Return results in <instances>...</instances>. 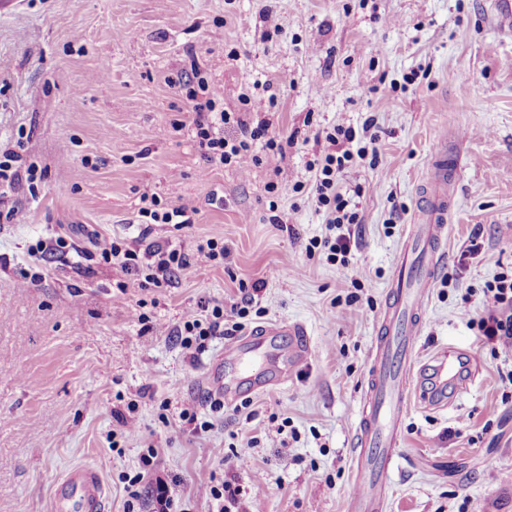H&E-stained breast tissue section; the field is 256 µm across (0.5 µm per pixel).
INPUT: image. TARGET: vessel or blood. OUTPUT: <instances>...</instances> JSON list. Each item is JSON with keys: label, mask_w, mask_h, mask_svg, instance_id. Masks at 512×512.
<instances>
[{"label": "vessel or blood", "mask_w": 512, "mask_h": 512, "mask_svg": "<svg viewBox=\"0 0 512 512\" xmlns=\"http://www.w3.org/2000/svg\"><path fill=\"white\" fill-rule=\"evenodd\" d=\"M454 171L448 164L445 136L436 139L430 174L423 186L421 208L415 217L394 275L393 301L380 319V336L374 346L368 380L362 395V410L354 443L355 488L348 512H382L385 478L401 433V420L409 398H417L428 410H443L466 390L470 370L462 369L458 355L442 348L418 366L406 354L418 338L424 295L444 260L448 234V208L452 202L448 184ZM287 336V369H269L255 374L248 384L217 373L200 387L205 397H218L235 404L248 395L266 390L287 379L309 358L307 330L295 323L288 327L263 326L249 339L251 348H265L269 337ZM55 512H105L104 487L98 471L77 466L56 485Z\"/></svg>", "instance_id": "obj_1"}]
</instances>
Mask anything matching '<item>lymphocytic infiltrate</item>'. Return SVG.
Returning a JSON list of instances; mask_svg holds the SVG:
<instances>
[{
  "instance_id": "f902f5d3",
  "label": "lymphocytic infiltrate",
  "mask_w": 512,
  "mask_h": 512,
  "mask_svg": "<svg viewBox=\"0 0 512 512\" xmlns=\"http://www.w3.org/2000/svg\"><path fill=\"white\" fill-rule=\"evenodd\" d=\"M198 89L204 94V101L192 106L201 157L205 164L235 165L246 169L260 165L262 153H274L280 143L270 130L266 120L254 121L239 112H225L215 107L219 96L216 88L205 82H198ZM326 141L331 150L324 158V164L315 174L311 200L316 207L330 210V227L338 231L335 239L323 240L331 255H347L350 251V238L341 231L342 226L359 221V213L352 197L339 190L340 182L346 177L358 159L367 154L365 147L357 143V133L353 128H334L326 133ZM196 207L182 205L174 208L151 210L150 226L144 227L135 244L121 240L99 243L101 260L128 276L143 277L146 285L155 288L169 287L176 279L179 270L190 261L211 263L222 257L224 250L218 240H207L198 246L195 256H188L172 242H159L151 237L152 224H172L183 226L194 223ZM263 289L262 282L254 281L240 286L241 301L232 306L237 317H246L250 307ZM485 309L478 317L476 325L482 336L493 343L512 348V275L499 273L484 289ZM223 305L201 301L198 310L187 311L181 321L171 330L172 336L179 339L184 349L202 350L206 339L215 336L232 335V328L224 324Z\"/></svg>"
}]
</instances>
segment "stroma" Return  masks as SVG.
Here are the masks:
<instances>
[{
  "label": "stroma",
  "mask_w": 512,
  "mask_h": 512,
  "mask_svg": "<svg viewBox=\"0 0 512 512\" xmlns=\"http://www.w3.org/2000/svg\"><path fill=\"white\" fill-rule=\"evenodd\" d=\"M193 65L226 111L267 120L281 153L245 172L205 165L176 85ZM369 116L380 164L361 161L340 186L359 193L344 267L306 252L329 234L308 193L328 151L321 131L358 130ZM442 130L458 205L408 358L445 346L478 372L446 410L411 402L385 512H512V349L474 323L486 281L512 268V36L495 27L493 0H17L0 10V153L20 149L21 167L44 174L37 193L24 182L7 193L22 222L0 223V512H53L55 484L75 465L100 473L106 512H154L150 480L139 502L127 490L151 445L173 512H215L201 485L224 477L226 457L251 438L254 461L231 472L241 489L231 512H347L377 321ZM152 195L199 210L182 229L154 225V239L192 255L214 237L224 260L191 263L168 288L100 262L97 242L134 240ZM477 230L494 260H469L452 280ZM60 237L85 259L55 252ZM256 280L265 287L246 329L304 325L309 361L216 418L198 395L206 376L241 378L267 356L226 363L220 336L193 358L169 331L200 299L232 307L240 282ZM131 404L135 437L121 423ZM185 408L212 428L190 436Z\"/></svg>",
  "instance_id": "35a3bbf8"
}]
</instances>
